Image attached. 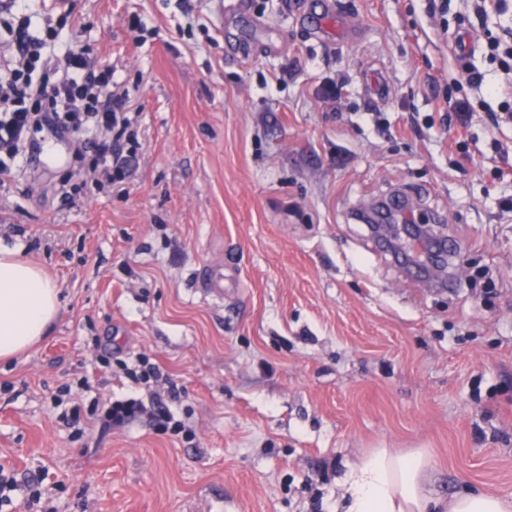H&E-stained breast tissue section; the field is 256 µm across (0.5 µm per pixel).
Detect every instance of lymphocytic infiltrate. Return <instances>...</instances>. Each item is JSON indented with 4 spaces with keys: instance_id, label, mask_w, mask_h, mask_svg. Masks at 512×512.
Returning a JSON list of instances; mask_svg holds the SVG:
<instances>
[{
    "instance_id": "f902f5d3",
    "label": "lymphocytic infiltrate",
    "mask_w": 512,
    "mask_h": 512,
    "mask_svg": "<svg viewBox=\"0 0 512 512\" xmlns=\"http://www.w3.org/2000/svg\"><path fill=\"white\" fill-rule=\"evenodd\" d=\"M29 24L20 16L0 51V175L11 173L27 144L47 131L72 146L70 178L57 189L61 198L89 179L101 187L123 181L140 145L139 115L130 111L126 91L84 48L53 52L63 23L46 18L41 38L28 35Z\"/></svg>"
}]
</instances>
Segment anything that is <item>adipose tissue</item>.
I'll list each match as a JSON object with an SVG mask.
<instances>
[{
  "instance_id": "adipose-tissue-1",
  "label": "adipose tissue",
  "mask_w": 512,
  "mask_h": 512,
  "mask_svg": "<svg viewBox=\"0 0 512 512\" xmlns=\"http://www.w3.org/2000/svg\"><path fill=\"white\" fill-rule=\"evenodd\" d=\"M60 312L59 293L36 266L0 251V358L39 340ZM424 452L400 454L376 448L350 465L342 482L344 512H431Z\"/></svg>"
}]
</instances>
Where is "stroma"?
<instances>
[{
    "label": "stroma",
    "instance_id": "1",
    "mask_svg": "<svg viewBox=\"0 0 512 512\" xmlns=\"http://www.w3.org/2000/svg\"><path fill=\"white\" fill-rule=\"evenodd\" d=\"M245 2L70 0L142 147L123 194L5 181L0 250L42 268L61 310L0 359V465L19 483L0 512H336L374 448L425 451L437 500L512 495V124L488 117L512 80L487 45L512 10ZM395 198L459 243L455 288L411 275L407 239L370 235L361 213ZM209 266L223 299L199 285ZM144 357L170 384L125 376ZM155 396L184 434L90 414Z\"/></svg>",
    "mask_w": 512,
    "mask_h": 512
}]
</instances>
